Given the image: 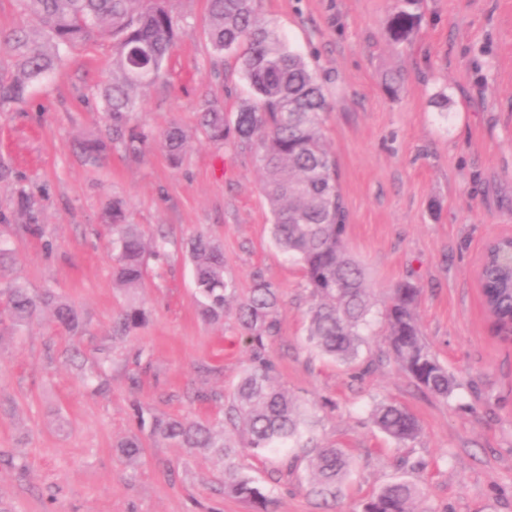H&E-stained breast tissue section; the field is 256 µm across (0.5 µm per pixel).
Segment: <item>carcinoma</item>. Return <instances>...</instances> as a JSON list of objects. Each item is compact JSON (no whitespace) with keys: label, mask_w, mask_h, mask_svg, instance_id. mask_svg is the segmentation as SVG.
<instances>
[{"label":"carcinoma","mask_w":512,"mask_h":512,"mask_svg":"<svg viewBox=\"0 0 512 512\" xmlns=\"http://www.w3.org/2000/svg\"><path fill=\"white\" fill-rule=\"evenodd\" d=\"M257 0H208L206 35L213 52L235 56L255 95L252 105L230 119L218 104L200 105V131L214 145L230 140L254 144L264 173L263 191L271 207L272 240L300 264L312 299L306 341L322 357L343 364L354 361L371 328L369 288L360 264L345 244L346 212L338 184L335 156L328 150L323 127L329 104L315 73L285 39L258 17ZM418 0H403L388 20L386 36L397 47L416 31L419 13L410 9ZM35 27H20L0 36L16 58V69L0 76V109L25 99L33 81L60 64L61 46L76 48L100 36L113 40L112 82L102 91L112 140L124 151L142 153L152 135L133 125L135 90L158 79L175 41L176 22L168 0H23ZM186 135L172 125L162 134L170 162L180 163ZM106 143L84 141L86 159H100ZM112 231V260L117 286L127 293L143 287L151 258L165 254L166 237L152 243L135 224L124 223L120 203L106 212ZM194 297L203 318L224 319L231 288L224 279V253L208 237L199 235L190 245ZM15 258L0 248V305L8 328L30 324L51 311L57 325L71 336L82 334L87 322L80 310L51 289L34 293L5 272ZM485 308L501 329H512V279L495 258L481 279ZM421 288L406 281L393 290L384 309L388 351L422 392L448 398L457 381L423 340L416 308ZM278 289L258 280L239 303L237 316L250 349L249 364L231 398L224 403L219 421L189 417H152L150 434L169 441L187 454L203 452L222 466L218 482L224 492L251 503L255 512H272L274 489L255 485L241 466L240 449L227 427L241 431L254 452L287 454L301 449L308 457L309 495L327 506L342 494L352 463L340 448L320 447L311 435V420L288 390L276 385L268 342L278 330ZM144 309L132 301L112 324V340H121L142 326ZM373 425L398 443L415 439L418 420L405 408L379 403L371 412ZM127 462L139 460L143 443L131 435L117 445ZM420 495L411 482L384 485L367 498L362 512H414Z\"/></svg>","instance_id":"1"}]
</instances>
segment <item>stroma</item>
<instances>
[{
	"label": "stroma",
	"instance_id": "35a3bbf8",
	"mask_svg": "<svg viewBox=\"0 0 512 512\" xmlns=\"http://www.w3.org/2000/svg\"><path fill=\"white\" fill-rule=\"evenodd\" d=\"M397 0H259L260 17L301 54L332 105L325 118L346 209V246L360 262L375 311L400 282L423 289L417 317L438 360L458 380L445 400L424 395L370 337L349 365L305 344L310 294L299 266L274 245L255 145L216 146L197 129L202 100L234 114L254 99L237 60L215 56L204 34L207 0H169L178 38L164 77L139 90V123L154 139L137 157L109 147L96 163L78 149L103 133L99 93L112 80V41L64 50L24 101L0 109V245L16 256L26 287L51 289L88 321L83 370L62 352L49 314L0 332V512H251L220 492L206 455L151 436L154 416L217 417L197 390L231 394L249 352L234 312L203 319L193 301L190 241L224 252V276L240 302L262 278L278 288V333L269 343L275 381L314 422L319 443L350 456L354 472L335 504L360 512L390 481L420 491L417 512H512V345L493 338L475 271L486 242L512 232V0H420L418 32L394 47L385 26ZM394 73L395 95L383 89ZM187 135L171 165L158 138L170 123ZM28 196V211L17 201ZM122 201L144 234L167 233L149 262L139 303L147 323L111 342L127 302L114 286L106 208ZM43 228L42 237L23 232ZM113 343L112 391L93 394L98 349ZM393 402L420 423L401 445L370 420ZM138 435L130 465L116 445ZM419 470L401 467V458ZM240 462L273 487L274 512H320L307 493L305 457L280 473L281 457L243 449Z\"/></svg>",
	"mask_w": 512,
	"mask_h": 512
}]
</instances>
